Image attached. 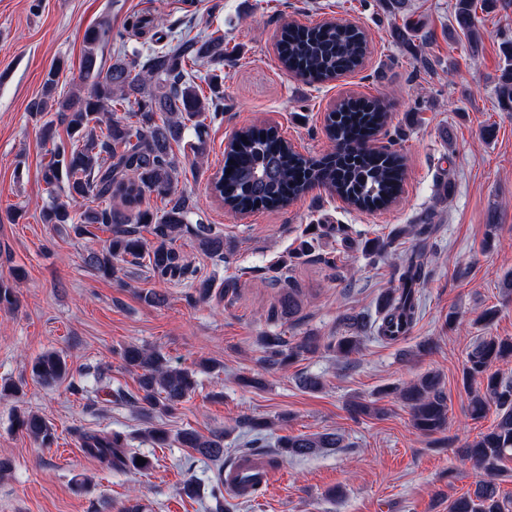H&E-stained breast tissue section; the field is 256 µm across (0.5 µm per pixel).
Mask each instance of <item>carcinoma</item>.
Listing matches in <instances>:
<instances>
[{
	"mask_svg": "<svg viewBox=\"0 0 512 512\" xmlns=\"http://www.w3.org/2000/svg\"><path fill=\"white\" fill-rule=\"evenodd\" d=\"M454 20L468 33L475 26L474 0H455ZM152 30L151 22L139 17L126 19L113 30L105 17L84 33L81 85L66 97H55L59 68L50 70L43 83L41 97L32 104L33 114L53 113L40 126L44 142L52 145L51 159L42 172L49 204L42 211L45 224H71L78 235L91 234L97 226L109 232L101 250H91L84 263L110 276L116 264L144 263L150 275L165 283H195L200 299L206 298L212 280L194 281V270L175 242L187 233L201 250L222 262L224 236L202 220L191 221L196 206L190 197L175 188L179 163L172 143L193 127L198 144L194 153L204 152L206 121H214L224 112L221 76L214 73L204 95L195 82L194 68L208 64L216 71L224 68V37L213 34L182 38L168 47L152 48L143 55L127 53L122 46L129 35L144 37ZM115 41L118 45L110 64H102L99 50ZM367 50L364 32L358 27L326 21L314 26H292L282 33L279 60L285 69L299 70L311 79L334 78L357 68ZM504 66L496 89L502 110L512 112V39L502 44ZM129 109L118 113L117 107ZM389 115L377 99L343 100L328 116L325 131L329 140H342L354 148L320 158L294 149L273 128H247L238 131L226 151L224 168L210 180L211 193L230 211L252 213L260 209L286 207L313 187H324L349 205L359 209H383L402 191L403 159L397 152H373L359 147L382 130ZM64 126L68 139L57 137V127ZM159 197L162 211L145 205L147 198ZM90 201L79 215H73L69 203ZM149 228L153 240L145 239L141 229ZM435 230L433 224H410L405 232L418 242L399 265L402 287L382 297L376 339L396 341L406 337L418 312V286L427 281V267ZM317 224L303 240L300 249L281 260L280 269L312 253L313 243L321 237ZM288 293L280 308L270 316H288L298 310V288L284 276ZM19 303L16 289L0 280V309H13ZM365 324L350 323V332L329 341L325 348L340 357L355 354L362 341ZM258 341L269 366H284L304 353L317 349L313 336H304L290 344L284 337L263 334ZM512 356V340L483 336L465 359L462 386L469 395L466 408L472 420H480L495 407L494 428L465 448L466 455L480 470L475 490L448 503V512H512V498L498 494L495 478L500 463L512 459V380H505L492 370L494 363ZM123 360L135 372L142 395L138 401L147 411L172 414L189 393L195 390L194 372L172 367L156 350L129 347ZM32 376L46 386L67 377L69 367L64 355L47 351L30 366ZM409 406L413 428L423 436L448 430V397L434 374L421 376L402 393ZM16 429L27 433L49 448L56 440L52 425L42 416L22 409L14 414ZM82 450L116 468L146 471L151 460L137 464L138 454L129 450L128 436L122 432H82ZM177 441L211 460L224 459V435L208 437L190 429L179 433ZM341 439L334 433L315 437L285 435L277 442L278 451L269 464L278 465L291 457L305 456L317 448H338Z\"/></svg>",
	"mask_w": 512,
	"mask_h": 512,
	"instance_id": "1",
	"label": "carcinoma"
}]
</instances>
